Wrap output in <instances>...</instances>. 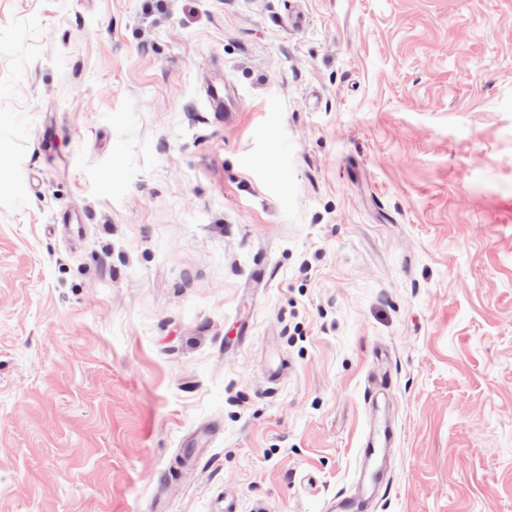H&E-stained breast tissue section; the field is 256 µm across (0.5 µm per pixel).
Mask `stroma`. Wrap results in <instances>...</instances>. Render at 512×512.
I'll list each match as a JSON object with an SVG mask.
<instances>
[{
  "label": "stroma",
  "mask_w": 512,
  "mask_h": 512,
  "mask_svg": "<svg viewBox=\"0 0 512 512\" xmlns=\"http://www.w3.org/2000/svg\"><path fill=\"white\" fill-rule=\"evenodd\" d=\"M375 419L370 512H512V0H0V512H324Z\"/></svg>",
  "instance_id": "1"
}]
</instances>
